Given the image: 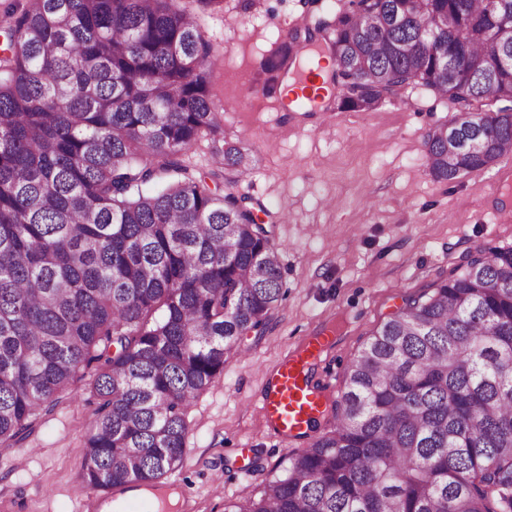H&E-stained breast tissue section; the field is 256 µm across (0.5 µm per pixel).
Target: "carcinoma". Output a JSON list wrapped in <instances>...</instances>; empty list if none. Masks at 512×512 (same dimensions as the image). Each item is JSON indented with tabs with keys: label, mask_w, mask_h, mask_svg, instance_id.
<instances>
[{
	"label": "carcinoma",
	"mask_w": 512,
	"mask_h": 512,
	"mask_svg": "<svg viewBox=\"0 0 512 512\" xmlns=\"http://www.w3.org/2000/svg\"><path fill=\"white\" fill-rule=\"evenodd\" d=\"M175 0H29L0 25V461L85 375L79 486L155 487L187 453L188 410L282 299L278 249L239 141L203 179L186 152L223 133L211 53ZM512 0H345L266 57L278 83L322 38L339 108L414 84L459 113L426 136L434 178L512 147ZM480 143L483 149H472ZM330 428L224 512H512V247L451 270L351 361Z\"/></svg>",
	"instance_id": "carcinoma-1"
}]
</instances>
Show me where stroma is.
<instances>
[{
  "label": "stroma",
  "mask_w": 512,
  "mask_h": 512,
  "mask_svg": "<svg viewBox=\"0 0 512 512\" xmlns=\"http://www.w3.org/2000/svg\"><path fill=\"white\" fill-rule=\"evenodd\" d=\"M212 47L209 90L226 138L251 148L250 174L223 192L249 196L279 251L284 297L264 333L244 336L223 375L188 412L187 456L174 478L194 512H224L254 495L291 449L256 401L265 367L322 326L335 343L310 368L343 392L345 369L406 301L431 292L469 253L512 247V186L495 181L512 154L453 181L435 179L424 139L451 104L423 87L371 112L332 106L283 111L265 84V58L316 8L336 0H177ZM78 382L0 464V512H80L78 465L92 413Z\"/></svg>",
  "instance_id": "stroma-1"
}]
</instances>
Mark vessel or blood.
I'll use <instances>...</instances> for the list:
<instances>
[{"label":"vessel or blood","instance_id":"b4317fda","mask_svg":"<svg viewBox=\"0 0 512 512\" xmlns=\"http://www.w3.org/2000/svg\"><path fill=\"white\" fill-rule=\"evenodd\" d=\"M323 89L315 76L304 77L292 93L293 99L315 104ZM328 341L318 335L303 338L300 346L266 371V386L260 405L268 427L281 439L308 431L313 420L322 416L330 397L326 384L312 380L307 371L309 359L321 356Z\"/></svg>","mask_w":512,"mask_h":512}]
</instances>
